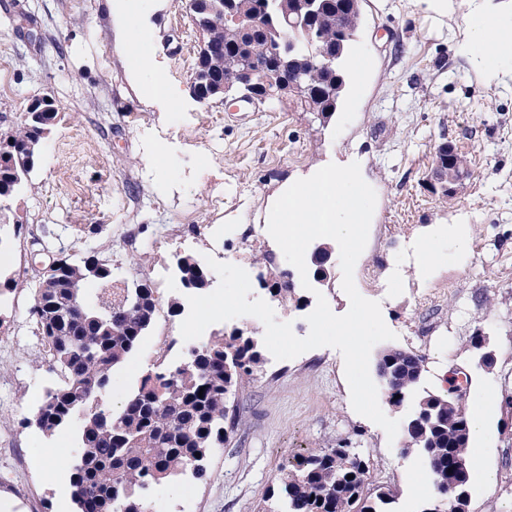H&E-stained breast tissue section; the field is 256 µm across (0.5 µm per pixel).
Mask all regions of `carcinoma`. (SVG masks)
<instances>
[{
	"mask_svg": "<svg viewBox=\"0 0 512 512\" xmlns=\"http://www.w3.org/2000/svg\"><path fill=\"white\" fill-rule=\"evenodd\" d=\"M346 0H320L322 10L311 25L314 39L336 53V70L327 72L308 60L303 29L288 31V80L312 92L305 111L333 116L341 104L345 63L360 26V10ZM224 0H210L197 22L215 38L227 73L243 69L274 70L267 50L273 33H241L223 25ZM0 140V198L17 191L36 165L38 148L58 113L52 101ZM180 283L202 291L208 274L193 256H176ZM118 282L109 260L95 251L58 253L48 282L37 280L29 315L45 352L48 371L57 378L40 404L36 419L24 417L46 436L73 427L79 452L66 462L76 512H153L155 488L188 474L201 479L204 461L229 438L226 401L261 367L258 337L234 329L199 345H190L175 368L158 366L144 373L124 404L112 408L104 399L112 372L136 350L152 324L156 300L150 285ZM424 357L399 349L382 352L377 371L393 372L398 382L384 387L388 403L400 406L423 378ZM469 426L462 405L449 406L442 393L423 392L406 422L402 452L421 455L436 487L468 476L451 472L454 460H466ZM369 460L339 445L296 456L279 485L268 491L263 512H394L399 492L391 486L369 487ZM354 478H348V475Z\"/></svg>",
	"mask_w": 512,
	"mask_h": 512,
	"instance_id": "obj_1",
	"label": "carcinoma"
}]
</instances>
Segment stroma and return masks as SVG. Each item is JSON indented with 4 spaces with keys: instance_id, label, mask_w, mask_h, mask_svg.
I'll return each mask as SVG.
<instances>
[{
    "instance_id": "stroma-1",
    "label": "stroma",
    "mask_w": 512,
    "mask_h": 512,
    "mask_svg": "<svg viewBox=\"0 0 512 512\" xmlns=\"http://www.w3.org/2000/svg\"><path fill=\"white\" fill-rule=\"evenodd\" d=\"M133 0L149 17V42L162 76L178 101L159 111L128 81L137 65L118 43L138 38L118 28L109 0H0V138L20 124L29 104L46 98L58 117L39 149L31 180L0 200V222L19 227L0 243V445L28 453L27 470L0 456V497L12 512H63L70 504L67 471L45 464L51 448L77 452L76 432L47 437L21 427L51 381L29 317L36 244L51 252L95 247L121 278L149 283L155 318L133 355L112 374L107 394L120 408L142 374L157 365L155 348L177 359L186 343L172 301H186L175 254L237 263L245 252L234 230L264 223L276 192L295 175L353 158L377 195L367 245L357 267L372 268L358 292L379 302L393 340L374 346L379 357L401 349L425 359L426 387L441 391L449 371L470 375L464 407L495 396L481 448L492 481L470 473L469 512H512V432L499 405L512 396V57L487 75L464 43L472 16L512 28V0H447L441 10L425 0H361L363 24L354 46L366 71L349 73L341 108L330 122L293 101L260 108L240 102L202 104L191 94L200 35L187 0ZM466 156L469 176L453 196L430 183L440 145ZM468 227L459 252L447 227ZM428 242L435 262L419 270L409 255ZM326 282L295 288L294 299L272 301L296 336L324 295L342 315L339 252ZM483 331L495 353L479 365L471 347ZM238 426L213 449L207 476L157 487L163 512H261L289 461L345 442L368 458L369 484L399 491L396 512H420L438 497L422 459L403 455L401 440L356 413L341 353L331 347L289 360L265 354L254 381L229 400Z\"/></svg>"
}]
</instances>
